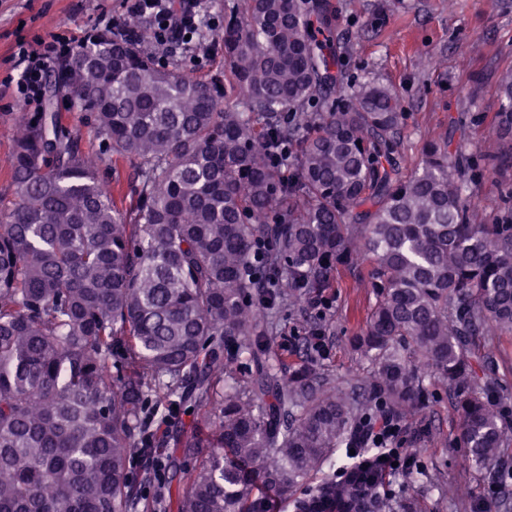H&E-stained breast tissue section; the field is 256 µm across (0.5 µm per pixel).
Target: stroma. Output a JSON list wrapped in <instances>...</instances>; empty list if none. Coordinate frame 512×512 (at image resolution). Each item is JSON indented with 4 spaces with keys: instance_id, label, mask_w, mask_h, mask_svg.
I'll list each match as a JSON object with an SVG mask.
<instances>
[{
    "instance_id": "obj_1",
    "label": "stroma",
    "mask_w": 512,
    "mask_h": 512,
    "mask_svg": "<svg viewBox=\"0 0 512 512\" xmlns=\"http://www.w3.org/2000/svg\"><path fill=\"white\" fill-rule=\"evenodd\" d=\"M331 2L341 15L336 40L349 50V77L373 78L398 93L406 114L398 151L406 171L417 167L426 140L445 135L451 119L460 118L469 90L477 92L474 111L495 112L496 75L512 66V0ZM104 16L123 19V0H0V195L12 192V128L21 110L13 83L16 39L32 42L59 31L80 37ZM427 56L436 66H423ZM476 72L484 75L477 88ZM369 275L365 265L339 270L324 291L329 309L303 304L278 314L272 344L285 369L308 357L311 332L319 328L328 346L321 363L333 379L367 375L370 366L353 352L349 338L373 302ZM421 421L422 429L405 432L423 467L422 475L407 483L406 494L419 499L423 512H477L491 478L466 462L457 443L458 422L442 389H435Z\"/></svg>"
}]
</instances>
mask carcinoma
<instances>
[{
	"label": "carcinoma",
	"mask_w": 512,
	"mask_h": 512,
	"mask_svg": "<svg viewBox=\"0 0 512 512\" xmlns=\"http://www.w3.org/2000/svg\"><path fill=\"white\" fill-rule=\"evenodd\" d=\"M339 23L330 0H224L223 26L191 42L220 44L224 69L189 77L131 17L54 71L45 111L19 113L0 196V512H137L147 493L157 512H273L358 443L364 458L293 512H421L363 431L418 423L435 384L470 466L504 465L491 365L512 336V184L477 222L465 136L426 141L404 173L400 99L348 81ZM496 86L483 167L512 172V67ZM61 92L96 151L54 111ZM119 162L128 207L101 183ZM358 262L375 295L353 339L367 384L311 359L286 374L263 310L322 297Z\"/></svg>",
	"instance_id": "obj_1"
}]
</instances>
